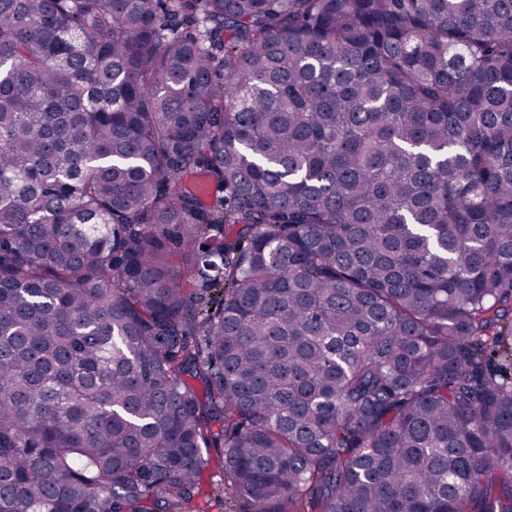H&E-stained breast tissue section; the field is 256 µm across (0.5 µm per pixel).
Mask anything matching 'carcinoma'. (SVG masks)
I'll list each match as a JSON object with an SVG mask.
<instances>
[{
  "label": "carcinoma",
  "mask_w": 512,
  "mask_h": 512,
  "mask_svg": "<svg viewBox=\"0 0 512 512\" xmlns=\"http://www.w3.org/2000/svg\"><path fill=\"white\" fill-rule=\"evenodd\" d=\"M511 311L512 0H0V512H512ZM210 457V466L203 473L201 489L190 503V512H253L252 506L240 499L229 498L226 487L230 484L224 474L222 450L206 448Z\"/></svg>",
  "instance_id": "carcinoma-1"
}]
</instances>
